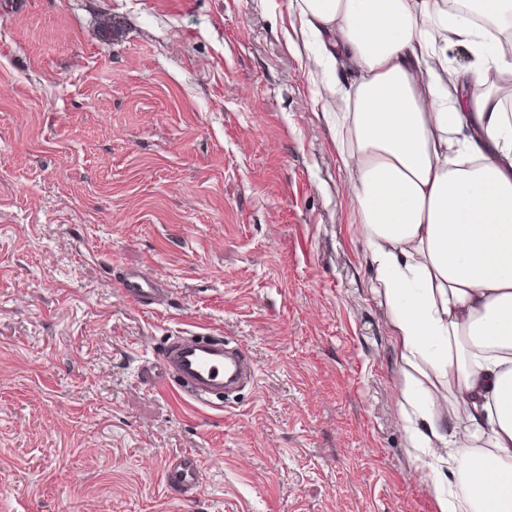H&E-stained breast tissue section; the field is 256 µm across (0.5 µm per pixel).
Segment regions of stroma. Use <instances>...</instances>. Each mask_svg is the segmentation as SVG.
Segmentation results:
<instances>
[{"label":"stroma","instance_id":"obj_1","mask_svg":"<svg viewBox=\"0 0 512 512\" xmlns=\"http://www.w3.org/2000/svg\"><path fill=\"white\" fill-rule=\"evenodd\" d=\"M288 0H0V512H437ZM161 281L160 305L119 291ZM218 333L255 386L145 371ZM201 461L185 499L161 479ZM160 282L152 273L143 268L125 269L122 291L125 298L138 307H150L160 295ZM225 336H172L148 366L146 377L157 387L173 388L185 401L207 411H224V389L256 371L242 352L231 353ZM200 470V460L194 454L185 452L172 456L165 462L162 479L171 491L185 495L197 487Z\"/></svg>","mask_w":512,"mask_h":512}]
</instances>
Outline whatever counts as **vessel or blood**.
<instances>
[{
  "label": "vessel or blood",
  "instance_id": "b4317fda",
  "mask_svg": "<svg viewBox=\"0 0 512 512\" xmlns=\"http://www.w3.org/2000/svg\"><path fill=\"white\" fill-rule=\"evenodd\" d=\"M125 298L139 307L151 306L160 295V282L143 268H129L123 274ZM222 336H174L160 349L146 371L148 381L157 387L173 388L185 401L207 411L224 408V391L241 380H255L250 359L230 352ZM201 465L192 453L170 457L162 479L171 491L185 495L198 485Z\"/></svg>",
  "mask_w": 512,
  "mask_h": 512
}]
</instances>
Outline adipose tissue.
<instances>
[{
    "instance_id": "adipose-tissue-1",
    "label": "adipose tissue",
    "mask_w": 512,
    "mask_h": 512,
    "mask_svg": "<svg viewBox=\"0 0 512 512\" xmlns=\"http://www.w3.org/2000/svg\"><path fill=\"white\" fill-rule=\"evenodd\" d=\"M394 330L438 512H512V0H289ZM467 51L465 68L449 46Z\"/></svg>"
}]
</instances>
